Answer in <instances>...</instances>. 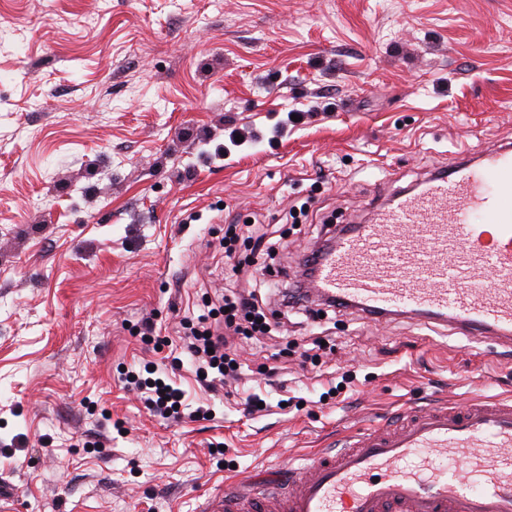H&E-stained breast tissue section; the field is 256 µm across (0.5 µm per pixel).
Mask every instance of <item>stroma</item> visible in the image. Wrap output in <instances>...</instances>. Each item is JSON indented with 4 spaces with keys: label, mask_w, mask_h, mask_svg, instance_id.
I'll return each mask as SVG.
<instances>
[{
    "label": "stroma",
    "mask_w": 512,
    "mask_h": 512,
    "mask_svg": "<svg viewBox=\"0 0 512 512\" xmlns=\"http://www.w3.org/2000/svg\"><path fill=\"white\" fill-rule=\"evenodd\" d=\"M509 144L512 0H0V512H201L402 409L512 397V347L449 322L273 297L214 391L180 326ZM254 218L285 246L242 276L220 241ZM148 363L182 421L126 388Z\"/></svg>",
    "instance_id": "stroma-1"
}]
</instances>
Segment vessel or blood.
Listing matches in <instances>:
<instances>
[{
  "label": "vessel or blood",
  "instance_id": "1",
  "mask_svg": "<svg viewBox=\"0 0 512 512\" xmlns=\"http://www.w3.org/2000/svg\"><path fill=\"white\" fill-rule=\"evenodd\" d=\"M308 290L368 318L411 313L512 344V150L459 165L337 237ZM221 497L203 512H266ZM283 512H512V400L409 408L293 469Z\"/></svg>",
  "mask_w": 512,
  "mask_h": 512
}]
</instances>
